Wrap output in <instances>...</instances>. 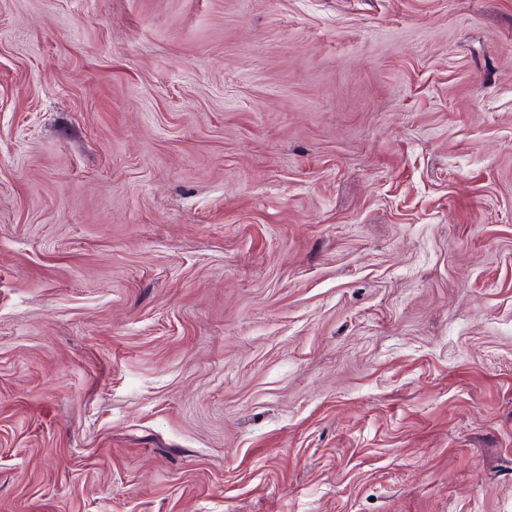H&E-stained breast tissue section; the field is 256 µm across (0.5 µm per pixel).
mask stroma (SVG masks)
<instances>
[{"instance_id":"stroma-1","label":"stroma","mask_w":512,"mask_h":512,"mask_svg":"<svg viewBox=\"0 0 512 512\" xmlns=\"http://www.w3.org/2000/svg\"><path fill=\"white\" fill-rule=\"evenodd\" d=\"M0 512H512V0H0Z\"/></svg>"}]
</instances>
